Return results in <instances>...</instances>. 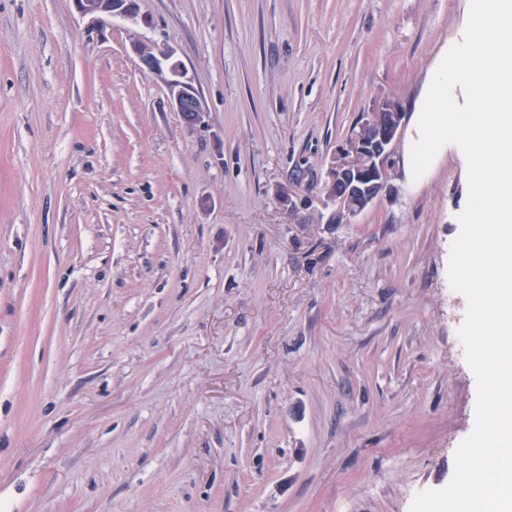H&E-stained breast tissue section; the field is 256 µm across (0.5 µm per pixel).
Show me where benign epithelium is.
<instances>
[{"label": "benign epithelium", "mask_w": 512, "mask_h": 512, "mask_svg": "<svg viewBox=\"0 0 512 512\" xmlns=\"http://www.w3.org/2000/svg\"><path fill=\"white\" fill-rule=\"evenodd\" d=\"M76 10L95 23L119 18L130 24L145 20L140 0H73ZM142 67L166 75L174 108L191 126L205 123L198 91L186 79L180 62L170 50L134 47ZM406 113L393 98L379 99L362 114L348 148L340 150L328 171V197L336 202L341 220L351 221L376 200L390 196L389 182L396 145L405 125Z\"/></svg>", "instance_id": "7a95c632"}]
</instances>
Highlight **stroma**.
<instances>
[{"instance_id":"1","label":"stroma","mask_w":512,"mask_h":512,"mask_svg":"<svg viewBox=\"0 0 512 512\" xmlns=\"http://www.w3.org/2000/svg\"><path fill=\"white\" fill-rule=\"evenodd\" d=\"M0 0V512H410L477 382L449 147L333 221L383 96L414 115L470 0ZM172 50L185 126L134 44ZM76 10L95 23L119 18L130 24L145 20L139 0H73Z\"/></svg>"}]
</instances>
